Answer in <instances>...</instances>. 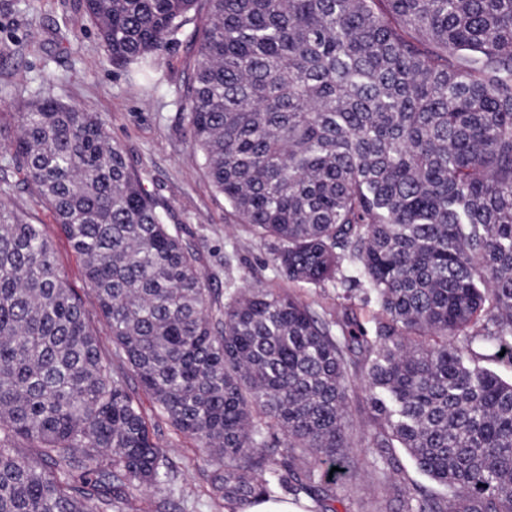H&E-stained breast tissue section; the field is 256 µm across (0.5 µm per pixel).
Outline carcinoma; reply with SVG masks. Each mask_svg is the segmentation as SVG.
<instances>
[{"instance_id": "cac0c4a2", "label": "carcinoma", "mask_w": 512, "mask_h": 512, "mask_svg": "<svg viewBox=\"0 0 512 512\" xmlns=\"http://www.w3.org/2000/svg\"><path fill=\"white\" fill-rule=\"evenodd\" d=\"M198 2L83 8L112 64L145 75L193 25L182 98L203 171L282 277L340 285L346 304L320 315L260 286L220 302L101 118L41 96L4 167L82 260L115 355L218 461L230 512L334 498L315 466H350L353 378L380 470L403 448L448 490L398 512H512V380L491 369L512 368V0ZM140 488L168 504L170 461L40 225L1 208L0 512H141ZM288 495L293 498L297 497H294V495L291 494ZM302 497L311 501L305 496H299V500H294L290 497H259L252 502V504L246 509L245 512H309L308 509L312 508L313 503L316 506L315 512H320L323 510V507L320 504L313 501H311V504L308 500L300 499Z\"/></svg>"}]
</instances>
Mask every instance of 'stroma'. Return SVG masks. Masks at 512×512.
<instances>
[{"label":"stroma","mask_w":512,"mask_h":512,"mask_svg":"<svg viewBox=\"0 0 512 512\" xmlns=\"http://www.w3.org/2000/svg\"><path fill=\"white\" fill-rule=\"evenodd\" d=\"M194 60L187 33H180L176 50L158 59L155 93L145 96L135 87L133 72L112 64L94 27L83 17L82 0H0V157L18 132L14 113L24 100L48 94L97 113L112 140L127 152L146 189L168 207L171 223L180 225L184 237L197 246L207 280L220 298H227L226 286L232 282L239 288L293 289L316 312L335 310L340 301L334 285L295 287L279 276L266 246L245 231L202 172L181 98ZM0 204L41 226L59 269L83 301L102 351L111 353L112 333L84 281L82 262L23 172L10 169L0 181ZM125 385L140 402L155 441L173 466L177 493L165 512H224L209 491L212 461L194 441L156 415L133 372H126ZM348 412L354 464L336 484L330 503L334 512H396L399 499L413 489L437 491V484L401 448L393 451L399 473L388 485H379L372 467L378 450L365 442L376 425L356 381L348 388Z\"/></svg>","instance_id":"1"}]
</instances>
